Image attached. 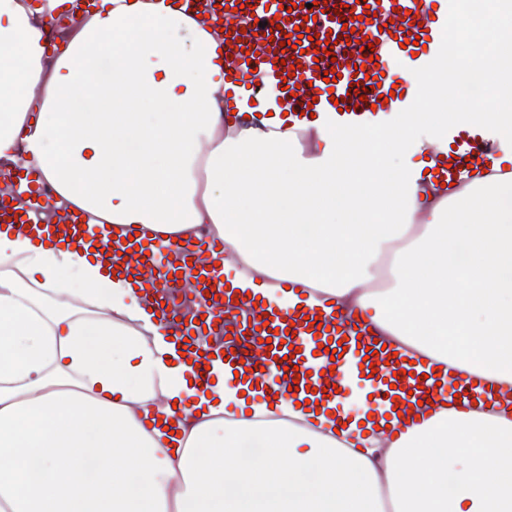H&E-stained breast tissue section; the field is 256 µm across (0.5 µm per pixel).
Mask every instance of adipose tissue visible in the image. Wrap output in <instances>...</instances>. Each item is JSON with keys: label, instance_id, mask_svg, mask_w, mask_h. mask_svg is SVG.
I'll return each mask as SVG.
<instances>
[{"label": "adipose tissue", "instance_id": "1", "mask_svg": "<svg viewBox=\"0 0 512 512\" xmlns=\"http://www.w3.org/2000/svg\"><path fill=\"white\" fill-rule=\"evenodd\" d=\"M485 4L484 50L410 74L431 111L344 130L325 112L288 120L270 84L228 116L224 40L185 0H92L52 50L72 0H0V160L59 207L166 247L211 225L240 293L355 308L438 373L495 387L396 432L350 370L339 406L270 399L218 361L196 385L123 278L5 230L0 512H512V181L451 194L424 157L475 128L493 167L512 164V0ZM455 83L495 106H449Z\"/></svg>", "mask_w": 512, "mask_h": 512}]
</instances>
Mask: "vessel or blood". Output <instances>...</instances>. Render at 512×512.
Here are the masks:
<instances>
[{"label":"vessel or blood","mask_w":512,"mask_h":512,"mask_svg":"<svg viewBox=\"0 0 512 512\" xmlns=\"http://www.w3.org/2000/svg\"><path fill=\"white\" fill-rule=\"evenodd\" d=\"M302 5L283 15L277 0H192L199 14L211 25L226 30L224 53L228 55L229 77L224 80L226 104L235 94L256 92L261 78L294 89L290 102L296 111L335 112L342 125L374 121L378 115L409 109L414 105L409 80L399 79L402 68L424 70L444 53L446 21L455 11L456 0H327L323 5ZM248 6V14L238 13V5ZM308 26V39H299L297 29ZM338 37L331 53H315L316 41ZM332 82H325V75ZM454 144L441 178L464 189L474 176L500 173L512 177V168L492 170L487 143L474 129H460L452 137ZM0 182L14 190L0 196V231L26 233L70 245L76 251L93 249L107 269L129 277L146 300L159 304L163 321L172 323L173 334L183 340L186 358L208 366L211 359H224L236 370L246 371L249 383L263 384L273 394L287 392L292 383L305 386L306 397L313 400L335 399V386L343 385L345 365L357 367L361 380L370 381L373 397L382 406L398 408L399 428L415 422L410 413L412 400L438 398L442 394L460 395L473 401L478 393H491L492 385L468 375L456 381L439 382L427 364L390 362L394 345L386 336L372 330L369 321L345 316L337 306L315 309L303 307L288 313L265 309L250 299H236L235 288L225 279L214 256L221 253L219 243L194 239L170 248L165 264H158L155 245L136 236L135 226L123 234L108 231L89 232L85 220L76 214L56 212L52 223L42 215L49 205L46 186L24 182L22 173L0 165ZM162 266V276L145 277L144 268ZM196 280L195 293L200 304L198 316L183 314L175 300L180 291L175 284L181 277ZM237 310L232 330L224 328V313ZM320 325H309L312 317ZM250 341L255 359L242 360L240 341ZM347 349L334 361L333 373H323L312 363L324 357L326 350L338 344ZM370 367H363V360ZM298 367L299 380L286 377L285 371Z\"/></svg>","instance_id":"b4317fda"}]
</instances>
